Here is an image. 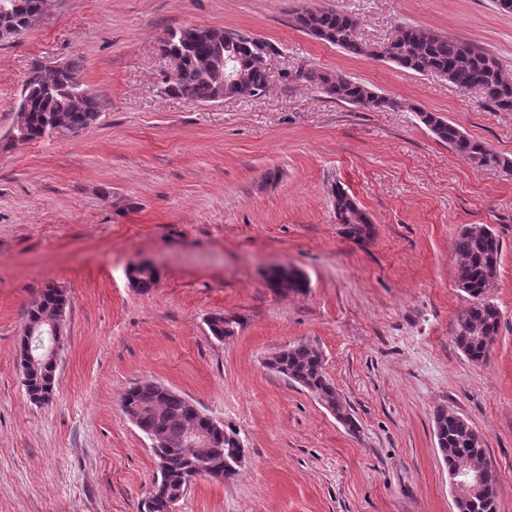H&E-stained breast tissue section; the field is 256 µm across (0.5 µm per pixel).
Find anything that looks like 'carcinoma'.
I'll return each instance as SVG.
<instances>
[{
	"label": "carcinoma",
	"instance_id": "obj_1",
	"mask_svg": "<svg viewBox=\"0 0 512 512\" xmlns=\"http://www.w3.org/2000/svg\"><path fill=\"white\" fill-rule=\"evenodd\" d=\"M11 11L0 13V28L23 36L40 19L45 0H11ZM298 28L334 45L352 56L369 55L387 60L401 68L419 74L439 73L450 77V83L460 89L477 88L485 101L497 112H512V79L505 76L499 59L492 53L465 40L433 34L422 28L402 26L394 38L380 45L382 55L359 41L357 20L339 10L305 9L294 17ZM163 54L178 58L174 78L164 80L161 92L168 96L190 97L200 103H219L224 96L240 98L264 94L270 79L262 65L254 61L259 52H272V46L247 34L209 29L199 33L194 26L168 29L160 39ZM236 70L243 73L238 85L224 83V65L228 57ZM81 64L74 60L61 67L34 66L28 73L21 97L28 103L25 128L14 129V139L31 142L46 136H76L92 126L99 117L98 97L80 79ZM320 86L323 93L340 102L375 110L402 107L396 100L374 92L342 73L301 69L294 76ZM419 121L442 143L458 155L483 168L511 167L512 162L494 152L485 142L474 139L458 126L441 116L411 107ZM337 223L349 237L364 239L372 233V222L358 211V205L348 193L338 187L333 192ZM459 257L457 286L467 294L469 302L456 316L454 342L473 362L486 359L490 344L497 335L500 313L486 296L497 277L501 243L483 225L461 229L455 241ZM269 287L278 291L300 290L306 281L300 276L273 272ZM68 305L63 288L53 282L44 285L38 298L26 310V324L20 341L19 366L25 375L26 386L32 395L54 389L56 364L48 356L38 364L27 366L26 339L49 330ZM238 320L222 313L211 315L207 326L218 341L235 334ZM267 367L287 381L306 389L330 408L340 423L352 432L357 430L354 418L336 392L324 371L322 353L309 343L287 346L274 353ZM122 409L128 416L138 418L140 428L161 436L178 451L177 459L157 471L156 480L170 491L185 488V480L197 463L198 449L187 443L188 435L206 432L221 443L224 450L233 447L239 432L229 424L211 425V416L175 390L153 380L131 386L123 396ZM434 435L448 468L478 466L486 457L483 436L462 416L439 408L434 414ZM498 474L487 473L483 495L476 497L481 507L461 501L457 512H496Z\"/></svg>",
	"mask_w": 512,
	"mask_h": 512
}]
</instances>
